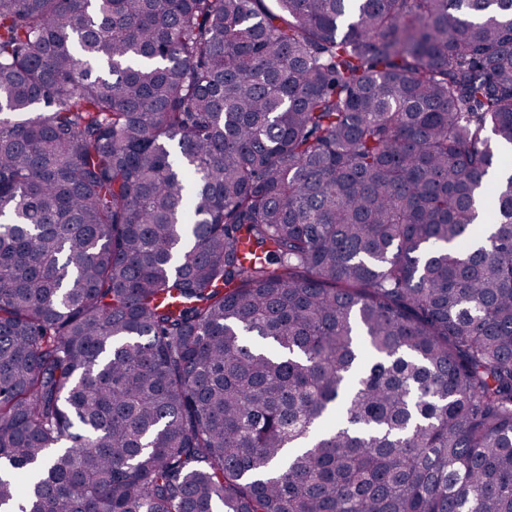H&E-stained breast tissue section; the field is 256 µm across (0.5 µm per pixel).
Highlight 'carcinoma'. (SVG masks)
<instances>
[{
	"label": "carcinoma",
	"mask_w": 512,
	"mask_h": 512,
	"mask_svg": "<svg viewBox=\"0 0 512 512\" xmlns=\"http://www.w3.org/2000/svg\"><path fill=\"white\" fill-rule=\"evenodd\" d=\"M512 0H0V512H512Z\"/></svg>",
	"instance_id": "1"
}]
</instances>
